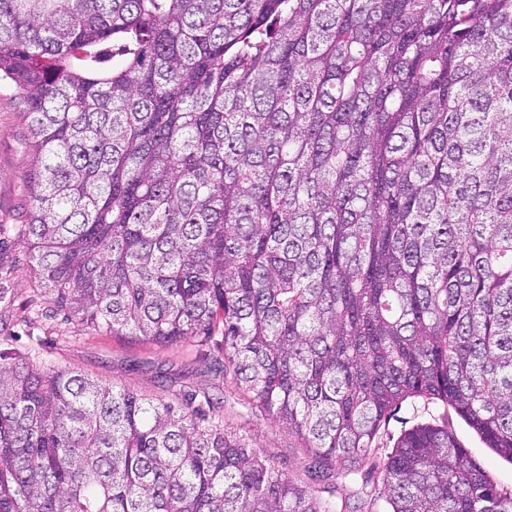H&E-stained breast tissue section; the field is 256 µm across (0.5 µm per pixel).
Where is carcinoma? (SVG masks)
I'll use <instances>...</instances> for the list:
<instances>
[{"instance_id":"cac0c4a2","label":"carcinoma","mask_w":512,"mask_h":512,"mask_svg":"<svg viewBox=\"0 0 512 512\" xmlns=\"http://www.w3.org/2000/svg\"><path fill=\"white\" fill-rule=\"evenodd\" d=\"M52 313L224 374L316 449L412 397L512 461V0H0ZM391 512H512L448 424ZM202 408L0 362V512H345Z\"/></svg>"}]
</instances>
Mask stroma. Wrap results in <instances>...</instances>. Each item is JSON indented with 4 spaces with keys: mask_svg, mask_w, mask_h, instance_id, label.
<instances>
[{
    "mask_svg": "<svg viewBox=\"0 0 512 512\" xmlns=\"http://www.w3.org/2000/svg\"><path fill=\"white\" fill-rule=\"evenodd\" d=\"M34 162L27 122L8 85L0 86V354L29 357L61 369L85 374L102 383L126 388L148 398L184 402L188 394H209L217 416L251 447L297 480H306L315 460L308 443L257 408L244 388L223 375L224 355L218 340L207 344L180 342L157 346L131 336L94 332L76 321L34 320L45 300L37 286L27 244L18 230L26 223L30 189L25 175ZM449 422L459 443L499 486L512 488V462L496 454L441 402L422 397L404 401L382 424L370 448L380 459L390 453L404 430L419 423Z\"/></svg>",
    "mask_w": 512,
    "mask_h": 512,
    "instance_id": "35a3bbf8",
    "label": "stroma"
}]
</instances>
